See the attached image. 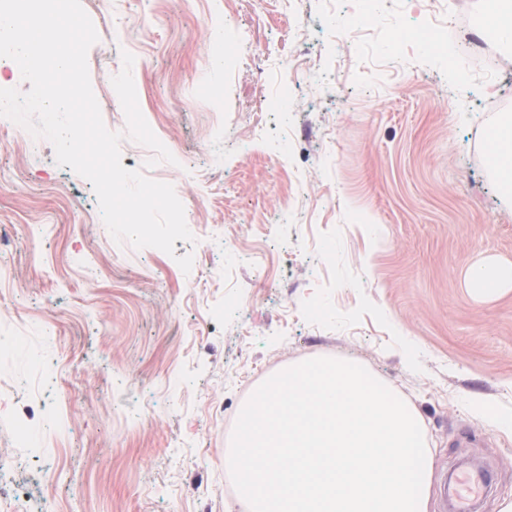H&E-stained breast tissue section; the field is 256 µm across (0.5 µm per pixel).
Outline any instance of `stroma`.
<instances>
[{
  "label": "stroma",
  "instance_id": "obj_1",
  "mask_svg": "<svg viewBox=\"0 0 512 512\" xmlns=\"http://www.w3.org/2000/svg\"><path fill=\"white\" fill-rule=\"evenodd\" d=\"M87 57L122 165L172 184L192 241L116 243L92 184L0 117V454L41 452L0 484L29 512H244L225 451L266 379L356 360L411 404L432 458L427 512L459 467L489 472L479 512L512 499V196L487 130L512 113V71L477 0H439L469 28L427 48L425 0H81ZM350 25L351 49L332 36ZM174 163L125 137L122 52ZM344 74V89L334 77ZM192 254L190 272L177 257ZM52 360L43 388L38 358ZM467 279L470 288L481 294H494L512 284V269L484 263L470 269Z\"/></svg>",
  "mask_w": 512,
  "mask_h": 512
}]
</instances>
